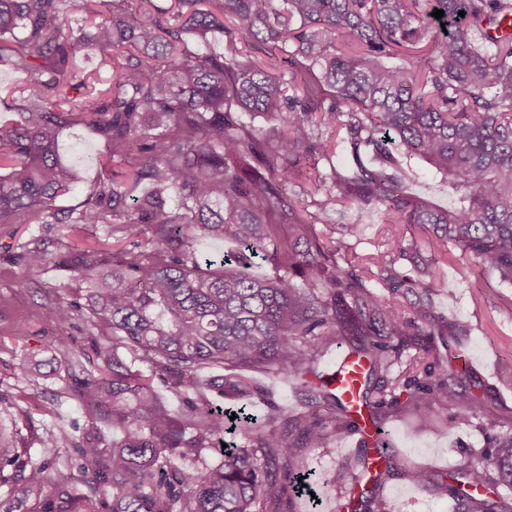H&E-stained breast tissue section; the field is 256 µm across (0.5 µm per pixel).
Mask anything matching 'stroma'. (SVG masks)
Wrapping results in <instances>:
<instances>
[{"label":"stroma","instance_id":"obj_1","mask_svg":"<svg viewBox=\"0 0 512 512\" xmlns=\"http://www.w3.org/2000/svg\"><path fill=\"white\" fill-rule=\"evenodd\" d=\"M102 143L88 130L75 127L60 137L62 158L74 164L82 178L70 201L78 203L99 177L96 158ZM358 222L360 233L349 242L350 254H367L383 250L387 231L376 212L345 209L332 223L317 225L316 231L327 245H335L340 227ZM395 234L404 244H417L418 254L409 255L403 266L415 274L417 265L433 262L439 286L429 294L438 321L465 324L464 336H437L430 353L420 347L407 349L405 361L423 358L433 363L449 354H471L473 364L468 380L476 393L486 399L485 414L472 418L466 425H456L454 410L432 412L424 408H403L383 415L380 425L385 433L384 446L393 457V471L385 480L381 495L387 512H457L454 498L435 497L430 480L446 469L477 458L494 437L512 433V380L499 372L501 358L512 356V285L493 277H477L471 264L440 260L438 248L430 246L423 234L399 226ZM35 242L47 253L57 254L69 247L112 249L114 240L106 227L82 229L64 224H0V396L7 400L5 419L29 422L22 435L31 439L32 459L46 462L48 479L58 470L71 478L70 488L90 492V471L81 467L74 448H44L40 438L58 427H78L80 433L96 432L111 438V425L92 424L90 412L78 398L73 381L39 379L21 380L25 356L35 352L51 358L47 346L57 327L47 322L45 312L52 299L65 297L86 304L88 291L83 284L69 281L64 270L24 280L22 246ZM374 439L364 429L338 433L330 447L309 450L307 469L320 495L318 506L299 500L295 512H348L351 495L365 490L357 465L363 453L375 448ZM414 469L426 473L423 484L410 483L405 473Z\"/></svg>","mask_w":512,"mask_h":512}]
</instances>
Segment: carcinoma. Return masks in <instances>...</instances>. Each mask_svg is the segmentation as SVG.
Returning <instances> with one entry per match:
<instances>
[{"label": "carcinoma", "instance_id": "carcinoma-1", "mask_svg": "<svg viewBox=\"0 0 512 512\" xmlns=\"http://www.w3.org/2000/svg\"><path fill=\"white\" fill-rule=\"evenodd\" d=\"M173 2L166 10L155 0H0V62L16 74L9 102L21 115L0 126V224H105L126 242L52 258L23 245L21 276L53 265L90 285L88 311L58 300L47 319L61 330L81 319L97 332L94 350L112 361V377L78 358L65 370L82 402L101 411L95 419L120 431L105 457L100 443L78 445L65 427L40 444L78 448L98 488L112 487V512H294L304 450L327 448L355 425L315 368L339 340L368 362L361 403L374 426L376 405L456 407L458 424L483 413L484 396L448 366L417 371L404 399L369 402L406 347L448 331L427 299L434 271L411 279L393 234L385 250L342 269L338 255L359 225H342L333 248L314 225L338 206H372L384 223L428 232L450 258L512 285V34H491L512 16V0ZM215 33L224 52L189 50L186 36ZM81 48L109 74L106 87L77 69ZM255 114L276 125L255 127L246 121ZM74 126L104 141L102 176L81 202L59 206L78 182L58 153ZM322 126L345 130L352 165L318 176L323 195L311 211L293 187L327 154L315 133ZM421 170L448 202L413 189ZM224 240L234 248L200 256L201 245ZM257 257L275 273L251 274ZM373 281L422 292L406 310L372 291ZM205 368L230 370L213 379L220 395L267 405L264 420L240 419L238 448L222 447L227 418L202 395ZM248 370L299 382L306 410L284 415ZM155 378L183 396L179 411ZM31 449L0 423V487L6 467H28L11 501L35 495L40 512H102L103 500L71 492L57 509ZM208 451L220 462H208ZM358 465L372 488L347 507L385 512L378 490L391 460L365 453ZM500 487L512 488L511 434L433 481L458 512H512Z\"/></svg>", "mask_w": 512, "mask_h": 512}]
</instances>
